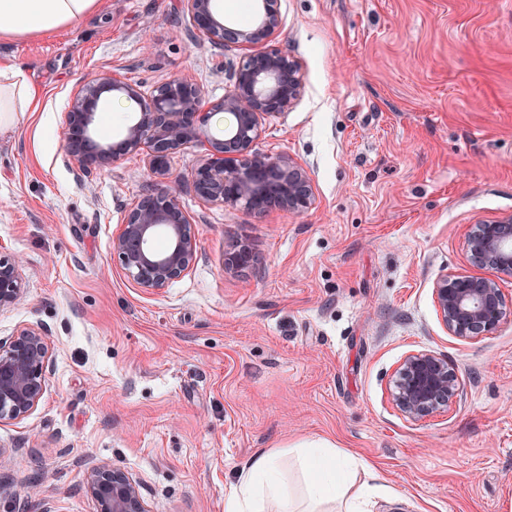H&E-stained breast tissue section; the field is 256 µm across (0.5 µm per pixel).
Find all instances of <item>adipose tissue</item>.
Masks as SVG:
<instances>
[{
	"mask_svg": "<svg viewBox=\"0 0 512 512\" xmlns=\"http://www.w3.org/2000/svg\"><path fill=\"white\" fill-rule=\"evenodd\" d=\"M97 0H0V38L34 36L83 20ZM0 130L30 104L26 74L0 65ZM371 470L323 443L256 453L238 473L225 512H368Z\"/></svg>",
	"mask_w": 512,
	"mask_h": 512,
	"instance_id": "adipose-tissue-1",
	"label": "adipose tissue"
}]
</instances>
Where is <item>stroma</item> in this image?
Returning <instances> with one entry per match:
<instances>
[{"label":"stroma","instance_id":"obj_1","mask_svg":"<svg viewBox=\"0 0 512 512\" xmlns=\"http://www.w3.org/2000/svg\"><path fill=\"white\" fill-rule=\"evenodd\" d=\"M270 41L303 65L305 93L268 119L261 153L308 167L316 204L295 215L202 206L205 149L170 170L196 260L158 294L112 258L124 213L148 191L142 156L79 170L60 126L83 82L107 72L143 93L174 77L211 99L243 50L194 30L181 0H98L74 27L0 38L37 109L0 133V254L25 293L0 337L49 330L47 390L0 422V512H96L87 473H129L158 512H224L264 448L322 439L379 475L372 512H512V319L462 341L432 289L489 275L465 241L512 213V0H280ZM249 245L251 266L224 255ZM413 351L447 358L448 410L412 422L388 400Z\"/></svg>","mask_w":512,"mask_h":512}]
</instances>
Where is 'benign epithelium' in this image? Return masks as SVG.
I'll list each match as a JSON object with an SVG mask.
<instances>
[{
    "instance_id": "benign-epithelium-1",
    "label": "benign epithelium",
    "mask_w": 512,
    "mask_h": 512,
    "mask_svg": "<svg viewBox=\"0 0 512 512\" xmlns=\"http://www.w3.org/2000/svg\"><path fill=\"white\" fill-rule=\"evenodd\" d=\"M192 25L210 43L236 48L268 41L282 25L279 0H255L252 24H228L215 9V0H182ZM233 84L220 100L210 102L199 84L173 78L149 96L139 87L114 75L100 73L75 93L62 123L66 156L79 168H105L131 154L145 156L150 179L170 177L171 154L200 141L212 115L232 117L224 138L207 139L204 159L191 175L198 200L248 213L278 207L303 213L316 204L308 170L287 156L270 157L256 150L262 120L285 115L304 93L299 60L270 49L243 58L233 71ZM119 95L138 106L135 118L117 141H104L94 123L101 102ZM168 239L158 252L152 241L158 233ZM470 259L490 268L493 275L443 276L433 288L438 318L451 335L463 341L491 334L507 318L498 285L512 278V213L475 223L468 234ZM197 241L190 217L171 186L143 195L124 215L112 237V256L135 287L158 293L191 269ZM251 256L244 250L224 256L227 271L246 267ZM25 280L18 260L0 257V311L23 296ZM48 329L42 324L20 327L11 338L0 339V422L22 420L39 405L47 386L51 363ZM458 380L448 361L432 352L410 353L396 368L388 398L412 421L448 408L458 395ZM97 512H152L136 481L120 468L101 464L92 468L84 486Z\"/></svg>"
}]
</instances>
